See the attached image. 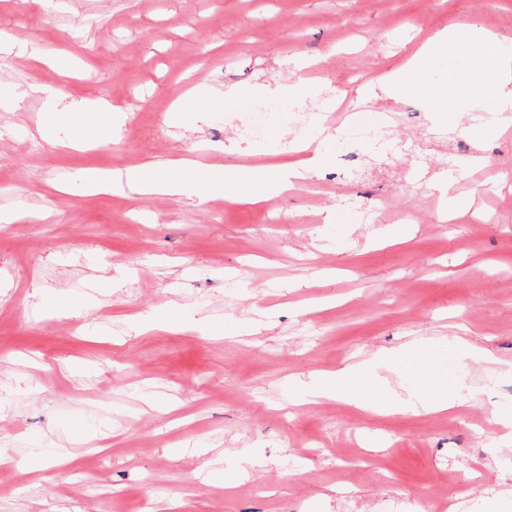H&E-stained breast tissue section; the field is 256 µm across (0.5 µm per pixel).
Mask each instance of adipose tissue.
<instances>
[{
	"label": "adipose tissue",
	"instance_id": "ef3b65f1",
	"mask_svg": "<svg viewBox=\"0 0 512 512\" xmlns=\"http://www.w3.org/2000/svg\"><path fill=\"white\" fill-rule=\"evenodd\" d=\"M463 40L474 43L479 54L491 62L482 89L484 97L495 99L497 113L487 119V128L493 130L508 124L512 121V49L502 46L489 32L475 24L448 22L435 33L429 46L410 59L402 75L387 80V90L393 95H400L405 86L424 70L432 50L439 49L451 54ZM247 180L246 171L240 167L204 170L189 161L182 162L180 173L176 176L171 174L168 167L154 163L130 165L116 174L108 169L91 167L83 169L78 175L80 188L88 191H107L118 185L138 194L194 197L202 193L227 199L235 198ZM419 349V344L413 343L378 351L369 360L338 368L334 384L327 386L313 380L305 383L304 388L310 394L336 396L349 405L375 415L401 414L409 410L424 414L452 413L466 400L461 391L423 393L410 401L393 390L385 379L379 378L381 369L409 360ZM365 378L376 379L379 387L378 398L370 402L364 401L359 392V383Z\"/></svg>",
	"mask_w": 512,
	"mask_h": 512
}]
</instances>
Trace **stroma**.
Returning a JSON list of instances; mask_svg holds the SVG:
<instances>
[{
	"label": "stroma",
	"mask_w": 512,
	"mask_h": 512,
	"mask_svg": "<svg viewBox=\"0 0 512 512\" xmlns=\"http://www.w3.org/2000/svg\"><path fill=\"white\" fill-rule=\"evenodd\" d=\"M451 19L512 43V0H0V212L28 217L0 223V512H428L463 484L468 512H512L496 421L512 415V127L486 132L476 57L450 98L432 70L399 98L381 86ZM295 83L323 90L282 93ZM102 100L124 124L64 148L73 127L51 114L82 102L93 127ZM257 101L297 114L248 139ZM359 107L390 116L400 156L355 149L343 112ZM297 141L326 151L283 192ZM188 158L250 167L265 202L76 186ZM175 307L182 327L131 332ZM459 337L493 368L460 363ZM416 339L384 376L399 392L466 377L455 417L299 387Z\"/></svg>",
	"instance_id": "stroma-1"
}]
</instances>
